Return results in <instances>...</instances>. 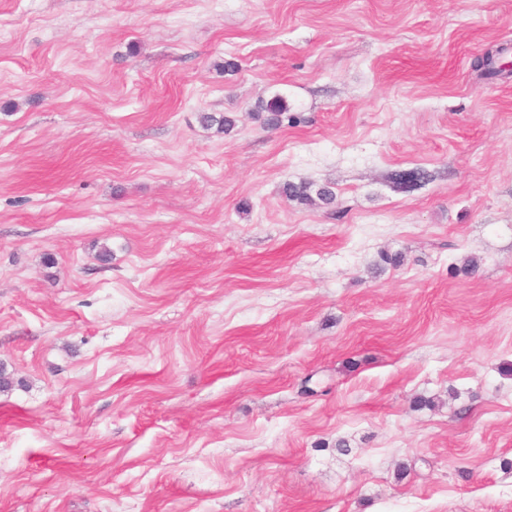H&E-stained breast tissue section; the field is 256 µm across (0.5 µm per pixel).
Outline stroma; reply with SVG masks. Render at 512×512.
<instances>
[{"label":"stroma","instance_id":"obj_1","mask_svg":"<svg viewBox=\"0 0 512 512\" xmlns=\"http://www.w3.org/2000/svg\"><path fill=\"white\" fill-rule=\"evenodd\" d=\"M1 19L0 512H512V0ZM265 110L268 113L265 118L267 128L276 129L282 126L285 121H287V124L297 121L294 116H288V107L280 98L269 101ZM431 174L422 167L395 171L391 174L393 183L402 189H413L431 180Z\"/></svg>","mask_w":512,"mask_h":512}]
</instances>
